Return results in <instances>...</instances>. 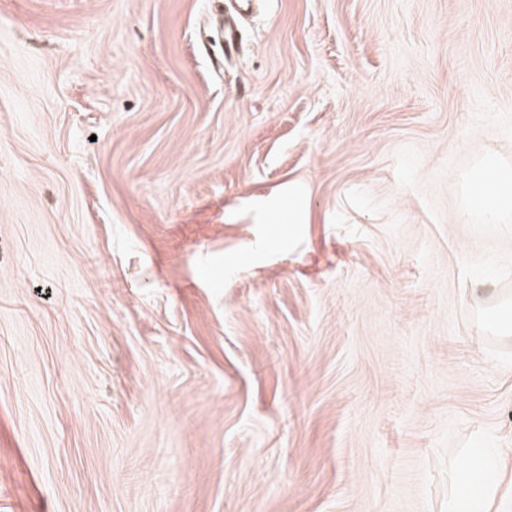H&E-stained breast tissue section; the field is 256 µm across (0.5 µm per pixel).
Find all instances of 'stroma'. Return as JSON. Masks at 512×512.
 <instances>
[{
	"label": "stroma",
	"mask_w": 512,
	"mask_h": 512,
	"mask_svg": "<svg viewBox=\"0 0 512 512\" xmlns=\"http://www.w3.org/2000/svg\"><path fill=\"white\" fill-rule=\"evenodd\" d=\"M0 0V512H512V0ZM496 183L497 173H485L477 184V191L472 194L474 206L480 209H486L485 215L489 219H496L501 213L499 209L491 207H496L504 202L502 197L497 194ZM498 489L497 483L490 479L472 484L460 496L458 509L452 512H486Z\"/></svg>",
	"instance_id": "1"
}]
</instances>
